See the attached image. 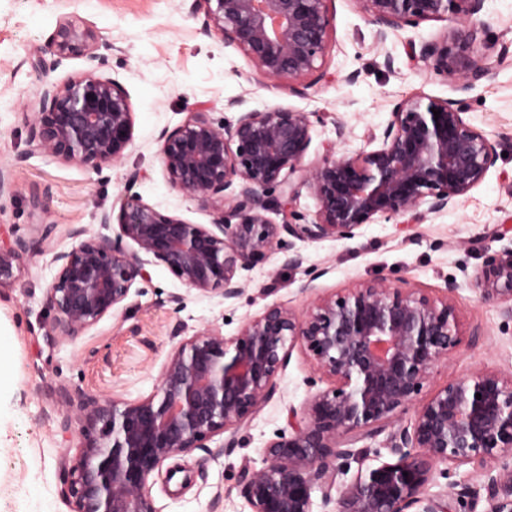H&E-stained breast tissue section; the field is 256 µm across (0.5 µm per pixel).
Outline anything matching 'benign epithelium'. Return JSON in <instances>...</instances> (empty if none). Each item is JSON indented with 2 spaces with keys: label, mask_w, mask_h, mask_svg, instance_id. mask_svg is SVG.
<instances>
[{
  "label": "benign epithelium",
  "mask_w": 512,
  "mask_h": 512,
  "mask_svg": "<svg viewBox=\"0 0 512 512\" xmlns=\"http://www.w3.org/2000/svg\"><path fill=\"white\" fill-rule=\"evenodd\" d=\"M328 0H192L201 32L218 36L249 60L259 77L298 93L327 77L332 16ZM379 36L423 21L458 18L463 26L442 37L411 41L407 54L468 88L489 73L473 56L469 27L486 0H356ZM48 73L69 58L87 67L48 82L28 119L30 140L48 156L91 169L120 162L133 143L134 112L119 81L102 75L112 44L72 16L60 17L46 43ZM201 102L179 126L161 132L158 156L169 185L213 213L190 224L131 192L142 178L130 172L115 236L69 227L67 251L52 246L56 224H41L26 238L0 230V290L12 287L34 251L52 254L47 301L54 312L49 337L80 336L123 310L148 267L162 265L201 296L232 300L243 294L241 272L263 263L286 233L299 240L352 239L378 220H399L409 231L477 188L498 153L482 130L464 118L462 104L407 99L395 104L380 144L337 154L327 149L304 164L312 142L309 115L282 106L243 111L216 126ZM440 117L434 118V112ZM280 187L278 214L267 216L264 192ZM316 199L312 221L296 223L299 189ZM483 299L504 304L512 320V249L489 257L476 275ZM313 297L306 313L277 302L248 318L237 335L207 326L181 339L159 372L153 394L136 400L81 395L61 415L58 433L79 439V454L62 462V494L71 512H159L149 491L153 474L170 458L207 447H238L237 434L277 390L293 349L301 345L329 387L303 406L288 407V433L264 447V466L244 467L240 494L249 512H313L322 493L332 512H452L445 496L430 492L435 475L469 466L484 477L486 512H512V376L494 370L455 379L418 399L434 370L461 345L450 297L434 298L404 281L373 279L342 293ZM481 398H476V394ZM415 405L413 423L393 419ZM388 432L384 448L355 449L357 439ZM378 464L335 486L338 459Z\"/></svg>",
  "instance_id": "7a95c632"
}]
</instances>
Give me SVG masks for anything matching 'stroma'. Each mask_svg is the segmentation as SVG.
Here are the masks:
<instances>
[{
  "label": "stroma",
  "instance_id": "obj_1",
  "mask_svg": "<svg viewBox=\"0 0 512 512\" xmlns=\"http://www.w3.org/2000/svg\"><path fill=\"white\" fill-rule=\"evenodd\" d=\"M329 8V77L295 95L257 79L239 50L201 33L200 19L182 0H0V166L13 168L16 182L14 193L0 198V225L28 236L36 225L59 224L55 247L60 251L71 246L63 233L68 225L100 231L102 213L117 204L126 174L135 168L146 174L135 186L145 202L192 224L211 223L209 209L170 187L157 155L161 130L179 125L200 102L213 103L209 118L217 125L236 119L243 108L281 105L320 113L306 155L314 162L325 143L351 152L364 146L367 132L382 134L400 100L448 99L462 102L467 120L499 152L480 186L455 207L428 214L412 235L382 220L363 226L351 240L302 242L283 236L264 264L245 273L246 290L231 303L198 296L166 268L154 266L149 281L134 283L123 312L73 339H47L43 325L50 318L47 288L54 269L48 256L32 257L14 287L0 290V360L6 363L0 370V512H70L60 467L78 448L63 442L55 422L65 396H148L177 343L171 334L175 325L188 336L214 325L229 337L273 302L302 314L309 303L302 287L310 280L322 293L384 278L451 297L462 343L432 373L422 398L482 370L512 374V321L499 304L481 299L475 283L486 256L512 244L492 234L497 225H512V0H487L475 17V51L491 69L466 89L406 54L409 41L437 39L451 21L391 31L380 46L376 25L356 0H331ZM65 14L111 42L103 74L126 87L133 107L134 140L125 158L98 171L44 155L28 134V117L39 108L46 80L65 79L84 67L83 59L70 58L46 76L33 66ZM237 98L242 108L229 107ZM340 123L348 129L342 139L336 134ZM35 194L44 198V210L31 208ZM292 249L304 258L300 268L284 264ZM175 293L186 297L182 308L169 301ZM327 386L304 350L294 348L274 396L239 431L238 447L179 454L154 475L151 494L160 512H247L239 486L243 467H262L265 445L286 428L288 406H302Z\"/></svg>",
  "mask_w": 512,
  "mask_h": 512
}]
</instances>
